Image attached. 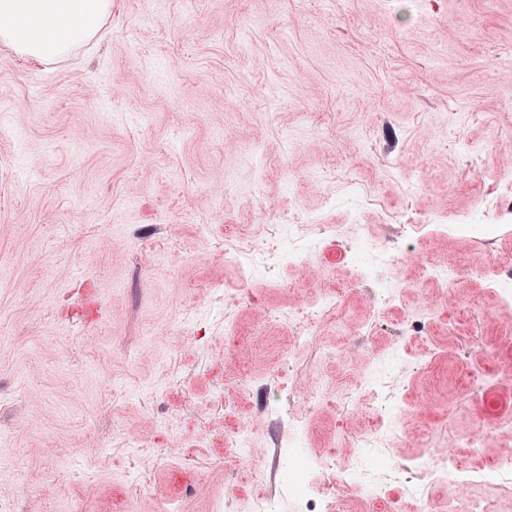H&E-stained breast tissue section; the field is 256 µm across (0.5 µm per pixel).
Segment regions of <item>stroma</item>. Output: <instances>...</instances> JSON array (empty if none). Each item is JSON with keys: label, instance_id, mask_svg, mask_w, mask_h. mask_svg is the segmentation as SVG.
<instances>
[{"label": "stroma", "instance_id": "stroma-1", "mask_svg": "<svg viewBox=\"0 0 512 512\" xmlns=\"http://www.w3.org/2000/svg\"><path fill=\"white\" fill-rule=\"evenodd\" d=\"M510 158L512 0H112L76 58L0 48V512H252L268 493L298 512L280 472L331 451L365 458L339 512H372L383 462L420 455L444 474L432 512H464L441 427L512 449V303L488 280L512 258ZM487 203L493 252L451 229ZM281 211L303 262L244 280L236 256ZM327 295L339 319L295 349L289 313ZM384 364L358 413L331 400L299 433L268 409L280 383L332 397ZM467 367L483 396L455 386ZM391 389L410 410L359 451Z\"/></svg>", "mask_w": 512, "mask_h": 512}]
</instances>
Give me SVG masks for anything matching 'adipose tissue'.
Wrapping results in <instances>:
<instances>
[{
  "mask_svg": "<svg viewBox=\"0 0 512 512\" xmlns=\"http://www.w3.org/2000/svg\"><path fill=\"white\" fill-rule=\"evenodd\" d=\"M112 20V0H0V45L44 65L72 57Z\"/></svg>",
  "mask_w": 512,
  "mask_h": 512,
  "instance_id": "adipose-tissue-1",
  "label": "adipose tissue"
}]
</instances>
